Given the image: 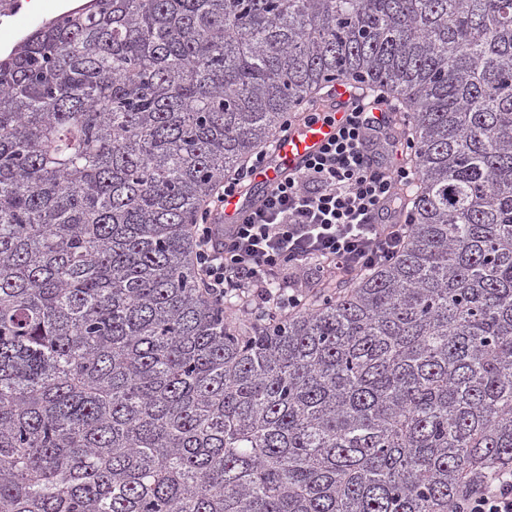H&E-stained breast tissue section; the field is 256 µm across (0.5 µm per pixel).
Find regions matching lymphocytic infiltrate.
I'll use <instances>...</instances> for the list:
<instances>
[{
	"label": "lymphocytic infiltrate",
	"instance_id": "1",
	"mask_svg": "<svg viewBox=\"0 0 512 512\" xmlns=\"http://www.w3.org/2000/svg\"><path fill=\"white\" fill-rule=\"evenodd\" d=\"M403 135L383 132L357 95L336 140L300 173L271 186L239 223L217 224L226 195L266 163L257 154L210 197L194 235L200 282L217 303L249 295L254 309L303 308L306 285L390 260L411 232L397 189L413 180ZM453 512H512V470L497 472Z\"/></svg>",
	"mask_w": 512,
	"mask_h": 512
}]
</instances>
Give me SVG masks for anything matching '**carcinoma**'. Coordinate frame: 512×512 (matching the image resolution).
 <instances>
[{
	"mask_svg": "<svg viewBox=\"0 0 512 512\" xmlns=\"http://www.w3.org/2000/svg\"><path fill=\"white\" fill-rule=\"evenodd\" d=\"M412 230L268 321L214 188L338 79ZM512 468V0H85L0 55V512H452Z\"/></svg>",
	"mask_w": 512,
	"mask_h": 512,
	"instance_id": "cac0c4a2",
	"label": "carcinoma"
}]
</instances>
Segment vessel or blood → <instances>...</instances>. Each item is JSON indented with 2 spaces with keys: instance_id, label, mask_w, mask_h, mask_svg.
Masks as SVG:
<instances>
[{
  "instance_id": "obj_1",
  "label": "vessel or blood",
  "mask_w": 512,
  "mask_h": 512,
  "mask_svg": "<svg viewBox=\"0 0 512 512\" xmlns=\"http://www.w3.org/2000/svg\"><path fill=\"white\" fill-rule=\"evenodd\" d=\"M334 118L330 121L306 119L291 126L288 133L280 135L268 147V162L251 178L258 191L254 194L234 193L224 199L221 217L224 223H235L242 212L260 202L265 192L280 175L291 174L318 155L336 136L339 125L347 115L351 103L348 83L336 85L330 95Z\"/></svg>"
}]
</instances>
